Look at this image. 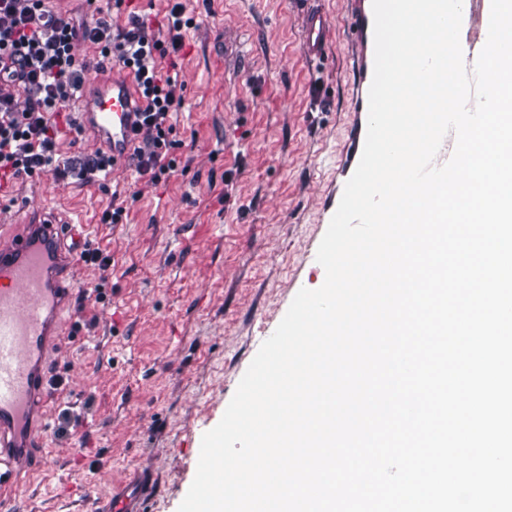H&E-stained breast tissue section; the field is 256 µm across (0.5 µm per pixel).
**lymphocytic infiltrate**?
<instances>
[{
    "mask_svg": "<svg viewBox=\"0 0 512 512\" xmlns=\"http://www.w3.org/2000/svg\"><path fill=\"white\" fill-rule=\"evenodd\" d=\"M187 17L181 0L168 11V34L159 38L139 16L113 30L108 21L77 24L69 14L51 11L46 0H0V181L52 173L59 181L100 180L116 163L111 152L62 155V126H74L68 110L90 72L103 62H118L132 75L142 137L130 159L139 175L159 182L175 169L169 156L172 118L184 105L185 87L175 60L184 47ZM95 49L80 60L76 42Z\"/></svg>",
    "mask_w": 512,
    "mask_h": 512,
    "instance_id": "1",
    "label": "lymphocytic infiltrate"
}]
</instances>
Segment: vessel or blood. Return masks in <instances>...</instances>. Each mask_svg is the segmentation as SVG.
<instances>
[{
  "mask_svg": "<svg viewBox=\"0 0 512 512\" xmlns=\"http://www.w3.org/2000/svg\"><path fill=\"white\" fill-rule=\"evenodd\" d=\"M352 57L360 74L353 109L367 117L374 68L372 0H347ZM490 0H463L460 42L465 64L486 43ZM329 24L323 12L307 11L301 31L304 51L324 53ZM81 114L124 156L136 135L133 89L128 75L112 74L85 99ZM80 241L76 225L45 219L22 231L0 232V512H14L17 490L32 469L46 427L43 402L55 395L49 355L65 335L63 314L73 290L68 272L78 261L65 240ZM151 474L133 472L99 497V512H140Z\"/></svg>",
  "mask_w": 512,
  "mask_h": 512,
  "instance_id": "obj_1",
  "label": "vessel or blood"
}]
</instances>
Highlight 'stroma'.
<instances>
[{
	"mask_svg": "<svg viewBox=\"0 0 512 512\" xmlns=\"http://www.w3.org/2000/svg\"><path fill=\"white\" fill-rule=\"evenodd\" d=\"M182 3L194 24L178 60L185 102L167 180L151 183L122 160L103 189L50 174L0 189V225L46 213L83 225L112 259L104 282L94 267L75 269L73 298L95 325L52 353L71 387L46 408L51 430L17 493L19 512H98L100 493L136 470L153 475L142 512H178L203 434L297 292L324 276L316 253L358 121L344 0ZM49 6L89 24L127 22L111 0ZM312 7L331 21L314 61L301 47ZM118 184L133 191L129 220L101 223ZM65 409L60 436L52 427Z\"/></svg>",
	"mask_w": 512,
	"mask_h": 512,
	"instance_id": "stroma-1",
	"label": "stroma"
}]
</instances>
